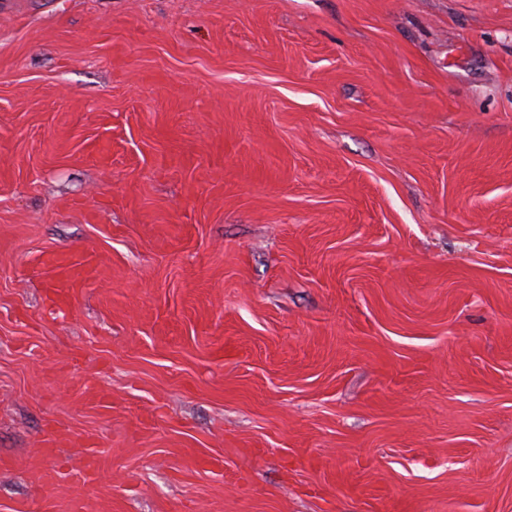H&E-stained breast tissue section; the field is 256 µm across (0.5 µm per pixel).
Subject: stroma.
<instances>
[{
	"mask_svg": "<svg viewBox=\"0 0 512 512\" xmlns=\"http://www.w3.org/2000/svg\"><path fill=\"white\" fill-rule=\"evenodd\" d=\"M20 504L512 512V0H0ZM44 265L52 273L55 283V288L48 289V292L64 307H69L80 287L96 272L94 257L89 253L77 258L48 253Z\"/></svg>",
	"mask_w": 512,
	"mask_h": 512,
	"instance_id": "35a3bbf8",
	"label": "stroma"
}]
</instances>
